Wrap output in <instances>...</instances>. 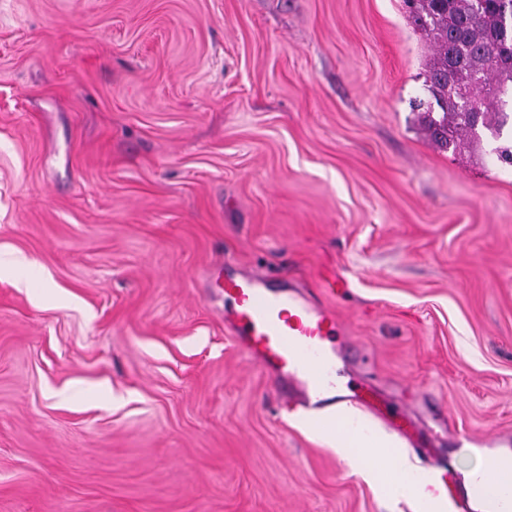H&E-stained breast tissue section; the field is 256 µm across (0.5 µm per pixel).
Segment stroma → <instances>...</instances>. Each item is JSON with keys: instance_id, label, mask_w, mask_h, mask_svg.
I'll return each instance as SVG.
<instances>
[{"instance_id": "1", "label": "stroma", "mask_w": 512, "mask_h": 512, "mask_svg": "<svg viewBox=\"0 0 512 512\" xmlns=\"http://www.w3.org/2000/svg\"><path fill=\"white\" fill-rule=\"evenodd\" d=\"M433 53L403 0H0V512H428L281 416L228 262L459 471L512 442V168L429 139ZM319 288L329 297L336 298L345 294L348 290V279L335 269L321 272L318 276Z\"/></svg>"}]
</instances>
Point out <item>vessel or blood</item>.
Instances as JSON below:
<instances>
[{"mask_svg": "<svg viewBox=\"0 0 512 512\" xmlns=\"http://www.w3.org/2000/svg\"><path fill=\"white\" fill-rule=\"evenodd\" d=\"M323 293L336 298L348 290L347 278L336 270L318 276ZM224 319L238 337L242 351L274 377L285 378L281 391L287 407L320 405L332 386L327 377L336 355L333 339L339 330L337 314L308 304L292 282L270 286L266 275L224 276ZM499 463L462 481L453 458L436 460L420 489L434 512H472L476 494L488 491Z\"/></svg>", "mask_w": 512, "mask_h": 512, "instance_id": "1", "label": "vessel or blood"}]
</instances>
